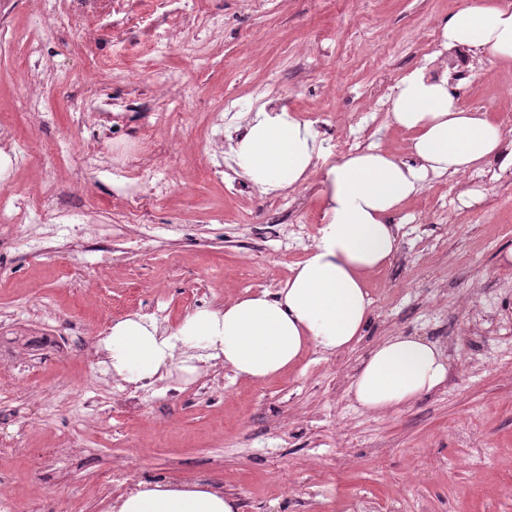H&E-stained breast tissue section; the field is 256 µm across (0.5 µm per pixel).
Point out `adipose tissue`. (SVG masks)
I'll return each mask as SVG.
<instances>
[{"instance_id": "obj_1", "label": "adipose tissue", "mask_w": 512, "mask_h": 512, "mask_svg": "<svg viewBox=\"0 0 512 512\" xmlns=\"http://www.w3.org/2000/svg\"><path fill=\"white\" fill-rule=\"evenodd\" d=\"M441 36L445 50L510 64L512 5L470 0L443 24ZM450 81L447 74L435 79L419 71L403 78L391 120L408 136V158L371 146L329 166L327 222L276 293L197 311L166 337L141 316L116 322L105 342L113 371L129 382L152 378L184 347L262 382L308 349L334 354L358 344L372 314L368 279L397 252L394 216L402 206L429 178L464 175L493 161L500 170L512 169V140L503 127L464 105ZM229 141L239 174L265 194L301 183L324 157L310 125L284 111L255 112ZM447 376L448 359L437 344L393 336L363 360L349 391L366 410L388 411L436 390ZM119 512H240V505L207 484L156 481L128 495Z\"/></svg>"}]
</instances>
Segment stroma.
Listing matches in <instances>:
<instances>
[{"mask_svg":"<svg viewBox=\"0 0 512 512\" xmlns=\"http://www.w3.org/2000/svg\"><path fill=\"white\" fill-rule=\"evenodd\" d=\"M469 0H207L217 23L184 37L201 52L172 51L163 67L177 80L146 98L164 108L152 163L174 172L168 193L140 217L124 214L126 193L112 173L123 139L96 124L74 125L68 101L95 91L88 73L123 89L112 43L88 45L57 25L44 31L43 113L21 111L30 76L22 63L35 0H0V132L29 147L28 160L0 171V194L36 193L52 183L71 225L31 211L0 230V336H46L31 355L0 353V512H109L113 463L137 481L196 476L236 496L242 512H512V177L431 179L397 214L398 251L369 284L372 318L362 340L331 356L308 351L297 366L264 383L236 377L222 361L174 363L159 384L180 398L144 399L125 418L89 421L76 402L49 400L55 386L98 387L111 402L106 352L87 346L113 323L155 302L159 332L230 300L275 291L314 243L324 208L321 171L288 187L307 238L291 246L258 235L270 195L241 176L226 153L228 131L246 113L287 107L317 133L325 152L336 138L363 136L405 157L406 133L377 109L370 92L382 77L401 81L423 68L420 42ZM457 82L468 107L504 123L512 118V67L473 61ZM279 77L287 100L262 101L255 85ZM240 109L226 112L225 96ZM223 167L225 183L201 177ZM486 194L461 207L460 184ZM406 334L442 346L444 386L388 413L362 409L348 386L375 344ZM30 357L26 376L8 368ZM211 378L208 393L198 391ZM45 449L32 457L31 449Z\"/></svg>","mask_w":512,"mask_h":512,"instance_id":"stroma-1","label":"stroma"}]
</instances>
